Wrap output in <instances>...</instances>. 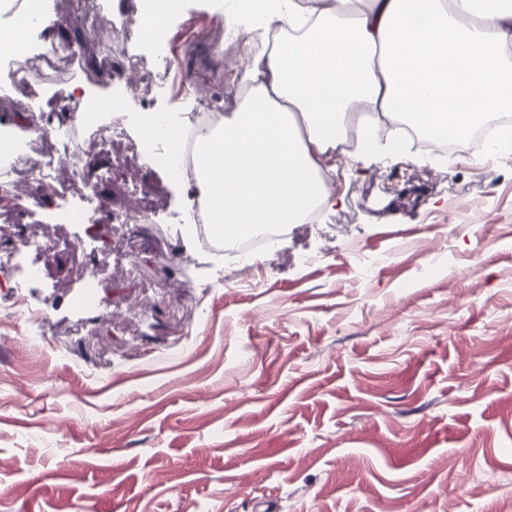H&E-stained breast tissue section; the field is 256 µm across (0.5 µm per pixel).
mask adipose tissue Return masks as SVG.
<instances>
[{"label": "adipose tissue", "instance_id": "obj_1", "mask_svg": "<svg viewBox=\"0 0 512 512\" xmlns=\"http://www.w3.org/2000/svg\"><path fill=\"white\" fill-rule=\"evenodd\" d=\"M235 30H275L249 55L246 92L196 147L194 191L213 233L302 224L336 197L329 159L402 156L396 133L455 138L477 162L473 127L512 112V0H214Z\"/></svg>", "mask_w": 512, "mask_h": 512}]
</instances>
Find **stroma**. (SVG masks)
I'll list each match as a JSON object with an SVG mask.
<instances>
[{"label": "stroma", "instance_id": "35a3bbf8", "mask_svg": "<svg viewBox=\"0 0 512 512\" xmlns=\"http://www.w3.org/2000/svg\"><path fill=\"white\" fill-rule=\"evenodd\" d=\"M53 3L35 46L74 34L82 53L0 87V124L116 89L111 36ZM216 18L187 0L163 51L208 101L237 88L233 60L204 70L190 47L223 39ZM144 94L111 142L88 135L102 174L0 206V252L20 253L0 272V512H512V162L338 159L341 204L235 288L174 221L190 186L132 152L140 115L193 102ZM87 205L152 219L63 221Z\"/></svg>", "mask_w": 512, "mask_h": 512}]
</instances>
